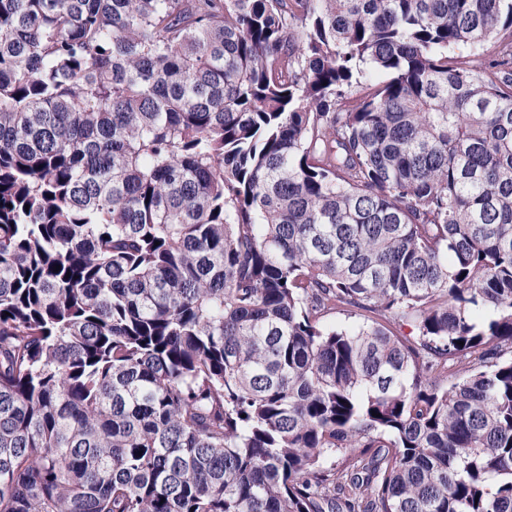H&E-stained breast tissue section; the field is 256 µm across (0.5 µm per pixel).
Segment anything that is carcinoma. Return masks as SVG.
Instances as JSON below:
<instances>
[{
  "instance_id": "carcinoma-1",
  "label": "carcinoma",
  "mask_w": 512,
  "mask_h": 512,
  "mask_svg": "<svg viewBox=\"0 0 512 512\" xmlns=\"http://www.w3.org/2000/svg\"><path fill=\"white\" fill-rule=\"evenodd\" d=\"M0 512H512V0H0Z\"/></svg>"
}]
</instances>
